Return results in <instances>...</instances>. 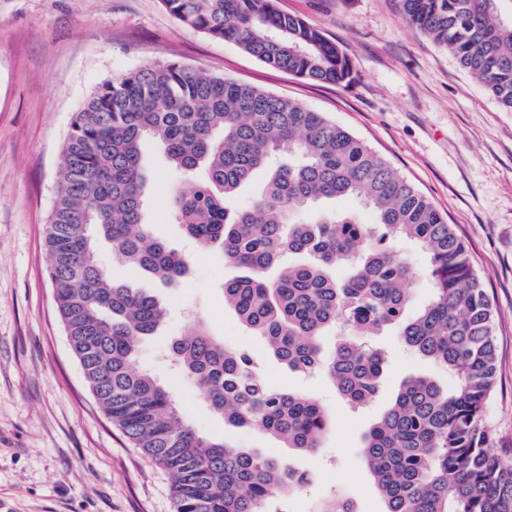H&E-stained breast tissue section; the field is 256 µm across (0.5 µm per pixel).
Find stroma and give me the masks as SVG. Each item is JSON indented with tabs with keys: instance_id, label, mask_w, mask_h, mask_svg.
Instances as JSON below:
<instances>
[{
	"instance_id": "obj_1",
	"label": "stroma",
	"mask_w": 512,
	"mask_h": 512,
	"mask_svg": "<svg viewBox=\"0 0 512 512\" xmlns=\"http://www.w3.org/2000/svg\"><path fill=\"white\" fill-rule=\"evenodd\" d=\"M335 41L353 70L350 84L316 83L272 69L237 44L183 26L162 0H0V512H175L169 476L106 417L85 383L59 319L45 247L62 150L75 114L105 80L148 64L177 62L297 101L367 141L452 224L495 310L498 376L486 409L499 456L512 462V112L446 49L413 29L398 0H278ZM149 176L145 221L190 259L166 285L113 257L104 269L159 297L167 314L144 339L134 367L168 386L183 418L208 437L275 457L311 482L280 495L282 512H315L348 495L356 512L385 505L359 455L364 434L401 382L454 378L402 344L395 330L372 337L389 361L377 399L354 408L320 373L289 371L224 304L237 276L211 246L188 240L168 198L192 184L160 146L143 145ZM260 358L269 384L303 392L332 425L316 454L257 429L233 428L213 413L200 386L163 359L193 321Z\"/></svg>"
}]
</instances>
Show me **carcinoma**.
I'll return each mask as SVG.
<instances>
[{
    "label": "carcinoma",
    "mask_w": 512,
    "mask_h": 512,
    "mask_svg": "<svg viewBox=\"0 0 512 512\" xmlns=\"http://www.w3.org/2000/svg\"><path fill=\"white\" fill-rule=\"evenodd\" d=\"M185 27L231 40L265 65L309 81H351L340 47L275 0H162ZM405 19L447 49L512 112V18L500 0H399ZM171 165L202 181L168 202L185 233L222 248L241 274L224 282V304L288 369L323 371L341 398L377 396L386 353L342 337L329 355L322 338L340 326L356 336L397 330L406 346L451 372L443 389L405 380L364 435L362 456L385 512H512V464L495 457L485 423L496 380L492 302L453 225L361 138L320 112L274 93L192 70L150 64L99 85L76 113L63 147L48 218L49 277L69 345L105 415L172 481L176 512H281L280 493L305 474L266 455L200 434L173 393L133 362L165 308L99 265L97 248L167 284L188 259L143 221L148 183L145 139ZM268 180L247 209L237 190L261 171ZM355 197L372 224L320 208ZM312 211L308 220L292 214ZM404 240L424 255L428 302L411 311L413 269L395 251ZM342 266L346 275L331 276ZM167 357L205 392L211 409L236 427H258L288 448L320 447L330 418L319 403L272 387L246 348L201 325L174 340ZM319 512H356L336 497Z\"/></svg>",
    "instance_id": "1"
}]
</instances>
